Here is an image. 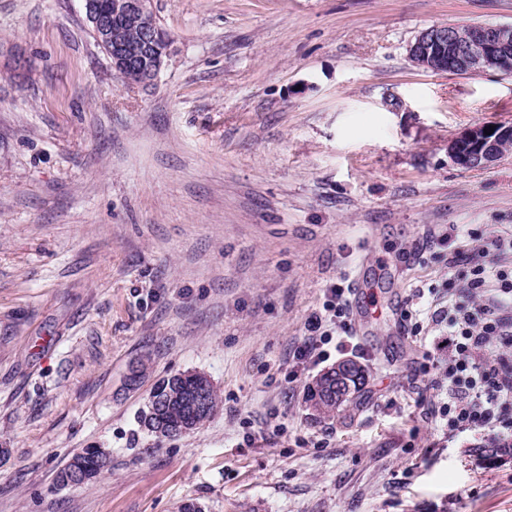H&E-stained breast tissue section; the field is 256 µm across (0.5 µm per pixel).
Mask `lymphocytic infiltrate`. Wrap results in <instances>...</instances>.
<instances>
[{"label": "lymphocytic infiltrate", "mask_w": 512, "mask_h": 512, "mask_svg": "<svg viewBox=\"0 0 512 512\" xmlns=\"http://www.w3.org/2000/svg\"><path fill=\"white\" fill-rule=\"evenodd\" d=\"M448 279L429 291L427 319L441 374L429 383L440 403H427L428 417L449 438H477L486 448L512 447V226L488 229L446 224L430 230ZM322 311L307 320V335L293 358L297 367L317 366L353 345L345 321L348 290L330 285Z\"/></svg>", "instance_id": "1"}]
</instances>
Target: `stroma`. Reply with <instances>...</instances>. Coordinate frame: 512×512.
Wrapping results in <instances>:
<instances>
[{"label": "stroma", "mask_w": 512, "mask_h": 512, "mask_svg": "<svg viewBox=\"0 0 512 512\" xmlns=\"http://www.w3.org/2000/svg\"><path fill=\"white\" fill-rule=\"evenodd\" d=\"M172 54L121 83L83 0H0V512H512V457L426 419L418 289L438 224L512 225V73H432L436 24H512V0H152ZM367 366L354 418L311 420L294 371L331 283ZM150 359L138 389L125 379ZM208 375L222 408L155 444L154 382ZM107 448L112 469L56 475ZM489 126H494V132H489ZM512 138V125H478L462 131L448 143V157L458 167L473 169L485 167L496 160L500 153V142ZM112 467L111 454L105 448L83 449L74 454L69 463L57 474V484L62 487L78 486L96 480Z\"/></svg>", "instance_id": "1"}]
</instances>
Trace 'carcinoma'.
I'll use <instances>...</instances> for the list:
<instances>
[{
    "label": "carcinoma",
    "mask_w": 512,
    "mask_h": 512,
    "mask_svg": "<svg viewBox=\"0 0 512 512\" xmlns=\"http://www.w3.org/2000/svg\"><path fill=\"white\" fill-rule=\"evenodd\" d=\"M321 381L308 385L305 403L312 416L319 420H330L343 413L352 414L362 405V390L368 380L367 369L353 382V390L343 398L336 396V379L320 373ZM206 389V406L200 411L193 408L195 392ZM220 408L217 390L210 378L201 372L174 373L157 380L150 392L148 402L139 413L138 424L145 434L160 443L168 432L181 422L200 427L211 419ZM112 467L111 454L104 448H87L74 454L69 463L57 474V484L62 487L78 486L93 481Z\"/></svg>",
    "instance_id": "1"
}]
</instances>
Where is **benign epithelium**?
Returning a JSON list of instances; mask_svg holds the SVG:
<instances>
[{"label": "benign epithelium", "mask_w": 512, "mask_h": 512, "mask_svg": "<svg viewBox=\"0 0 512 512\" xmlns=\"http://www.w3.org/2000/svg\"><path fill=\"white\" fill-rule=\"evenodd\" d=\"M86 22L107 49L112 69L133 85L153 84L164 68L163 57L170 55L171 39L158 26L151 0H84ZM133 19L137 23L124 39L114 36L112 22ZM512 46V24H480L471 29L470 40H459L446 24L431 26L409 45L413 65L434 73L456 67L468 71H494L502 54ZM486 126L462 131L448 143V157L458 167H485L501 157L500 142L512 137V125H496L490 135Z\"/></svg>", "instance_id": "7a95c632"}]
</instances>
